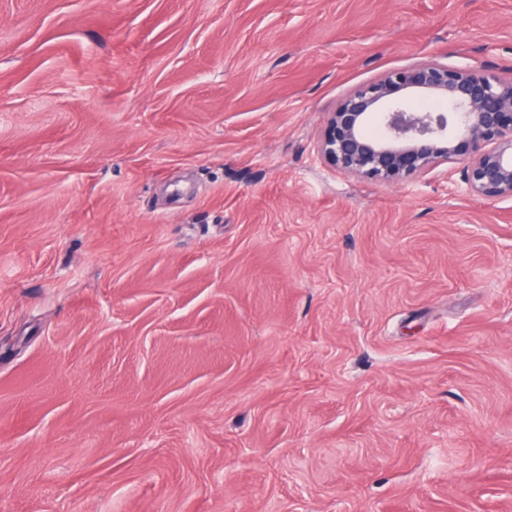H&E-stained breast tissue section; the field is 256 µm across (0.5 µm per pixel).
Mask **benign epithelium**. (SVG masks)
Wrapping results in <instances>:
<instances>
[{
	"label": "benign epithelium",
	"mask_w": 512,
	"mask_h": 512,
	"mask_svg": "<svg viewBox=\"0 0 512 512\" xmlns=\"http://www.w3.org/2000/svg\"><path fill=\"white\" fill-rule=\"evenodd\" d=\"M426 97L442 101L444 109L416 110L413 100ZM374 121L380 133L370 137L366 129ZM319 150L340 172L380 183L459 160L471 195L512 199V78L437 62L391 70L339 103Z\"/></svg>",
	"instance_id": "obj_1"
}]
</instances>
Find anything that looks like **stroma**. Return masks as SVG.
Masks as SVG:
<instances>
[{
  "mask_svg": "<svg viewBox=\"0 0 512 512\" xmlns=\"http://www.w3.org/2000/svg\"><path fill=\"white\" fill-rule=\"evenodd\" d=\"M512 0H0V512H512V200L318 151Z\"/></svg>",
  "mask_w": 512,
  "mask_h": 512,
  "instance_id": "35a3bbf8",
  "label": "stroma"
}]
</instances>
